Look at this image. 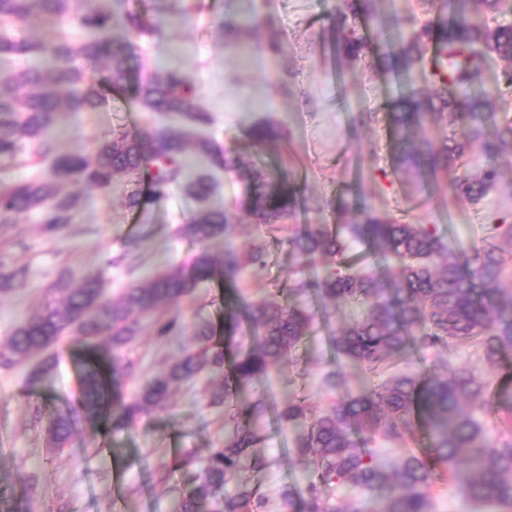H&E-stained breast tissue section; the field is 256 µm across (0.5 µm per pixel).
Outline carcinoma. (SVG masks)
Listing matches in <instances>:
<instances>
[{"label": "carcinoma", "mask_w": 512, "mask_h": 512, "mask_svg": "<svg viewBox=\"0 0 512 512\" xmlns=\"http://www.w3.org/2000/svg\"><path fill=\"white\" fill-rule=\"evenodd\" d=\"M174 7L155 21L143 19L114 6V0H0V165L11 164L27 150L50 167L30 181H0V220L8 221L30 211L42 213V230L60 233L71 223L78 198L60 193L63 182L81 183L92 190L112 185L116 174H134L147 182L131 190L126 205L145 210L181 181L183 157L190 129L209 121L196 100V87L187 70L156 68L143 77L131 78L126 61L138 56L136 39L160 37L166 25L186 20L192 7L187 0H172ZM441 17L404 33L402 23L391 16L397 34L380 44L361 35L349 18L384 25L378 0H342L332 17L336 54L349 59L370 57L394 75L410 76L429 59L434 92L421 98V88L409 84L392 113L399 132L418 131L401 152L397 164L431 185H439L440 171L462 158L482 138V126L494 115L491 91L474 93L484 85V64L497 55L512 60V25L488 29L475 22L487 12L512 14V0H438ZM269 17L257 13L239 20L224 13V26L252 28ZM71 22L85 31L75 40L65 31ZM112 57L107 74L98 78L76 65L83 59ZM133 86L135 98L151 112H176L185 121L179 127L124 131L99 142L89 153H58L54 133L67 112H93L114 90ZM453 112L473 127L472 141L436 142L428 130ZM486 153L512 151V121L497 129L493 144L483 143ZM197 151L212 164L237 173L248 185L241 207L256 223L271 229L297 216L304 199L291 172L249 185L260 174L240 170L236 160L207 138H195ZM500 180L499 167L488 161L476 178L458 183L455 196L480 199ZM200 203L212 193L211 177L197 175L188 183ZM338 210L351 208L357 218L334 231L323 224L298 225L288 246L301 264L314 272L291 288L297 297L313 294L320 301L341 299L366 305L364 316L331 337L336 369L323 384L330 390L343 385L341 367L350 362L369 374L367 387L358 395L338 400L319 413L311 412L294 398L277 410L280 423L296 432L295 455L313 464L318 479L306 488L305 512H361L365 497L383 501L381 512H432V488L444 477L455 490L477 506L495 512H512V431L491 438L480 418L482 412L506 411L512 426V391H490V382L474 370L456 366L445 353L454 344H470L485 363L497 364L501 353L512 350V281L503 277L504 250L496 238L512 244V225L498 224L474 258H461L448 248L443 236L429 224H399L365 204L356 207L340 198ZM230 218L222 210L204 209L180 228L181 234L201 247L193 258L166 266L141 282H133L115 299L103 295L102 280L89 275L81 286L62 290V296L19 324L0 346V365L24 364L44 356L29 372L37 382L53 366L48 351L64 336L76 333L97 348L107 341L105 356L110 372L103 378L94 369L84 375L78 406L88 420L112 427L131 428L138 418L168 402L172 388L203 372L216 380L209 392L210 404L224 407V417L234 422L224 443L202 460L188 455L179 465L200 464V480L180 492L175 512H262L264 500L250 478V471L267 465L256 448L261 437L251 420L263 416L268 405L259 396L250 403L248 420L241 422L231 408L236 395L255 393L269 370L284 362L299 366L300 347L310 337L317 313L297 302L284 307L276 301H243L224 316V342L216 340L217 326L203 323L195 332L196 344L183 349L179 358L153 376L130 400L112 399V386L132 375L135 363L125 348L139 334L141 320L162 306L178 305L200 284L232 281L247 267L266 265L265 255L255 250L227 251L217 260L205 247L229 230ZM360 243L374 258L370 271H356L344 258L342 237ZM26 268L0 271V290L24 280ZM257 332L254 343L238 352L230 371H224V346L243 328ZM157 336H180V316L153 321ZM432 352L440 371L423 368L404 372L398 366L414 352ZM423 415L434 434L433 452L410 448L396 458L374 447L379 441L400 440L412 434L415 420ZM71 432L66 413L48 427L49 443L63 447ZM337 485L348 491L339 509L328 506L323 488ZM232 486L224 510H213L219 490Z\"/></svg>", "instance_id": "obj_1"}]
</instances>
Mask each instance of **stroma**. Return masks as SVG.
<instances>
[{
  "label": "stroma",
  "mask_w": 512,
  "mask_h": 512,
  "mask_svg": "<svg viewBox=\"0 0 512 512\" xmlns=\"http://www.w3.org/2000/svg\"><path fill=\"white\" fill-rule=\"evenodd\" d=\"M335 4L236 0L237 12L260 10L274 16L273 27L254 32L221 28L224 0H196L188 21L170 24L162 38L141 40L142 55L150 64L189 71L199 101L211 115L210 124L199 129L201 136L245 166L295 173L310 207L299 223L335 224L331 206L357 178L377 213L405 224L437 226L451 250L472 256L490 235L491 224L512 222V153L496 156L503 177L476 202L456 198L454 185L475 176L486 163L481 145H473L463 161L441 175L438 194L423 191L413 172L398 170L390 113L400 86L370 60L341 59L333 52L329 25ZM272 39L285 48L277 60L262 49ZM260 122L273 125L278 138L252 144L248 131ZM180 123L177 114L146 111L133 92H115L99 111L66 113L55 140L59 152H88L119 130L132 133ZM186 166V178L199 173L212 177L214 190L207 203H199L178 183L154 207L130 209L126 196L132 179L121 174L106 191L63 186V193L79 196L80 205L61 236H45L36 212L0 222V262L28 268L21 285L0 293V344L20 322L57 298L58 287H77L97 273L105 298L111 299L129 283L187 260L198 245L179 228L205 206L232 217L228 233L209 242L211 253L254 247L266 252L268 264L242 272L233 288L205 283L178 309L162 308V316L180 315L182 336H156L151 321L143 320L142 332L130 346L137 374L116 387V395L134 397L191 345L198 325L222 323L225 312L240 300L273 295L289 302V290L302 271L289 250L287 231L258 225L240 209L243 185L234 172L193 151ZM361 312V306L348 303H332L320 311L303 346L299 371L285 364L273 367L260 385L272 406L294 397L319 409L363 388L362 376L350 366L344 369L340 394L322 385L332 356L330 336ZM54 351L52 369L34 385L28 381L30 364L0 365V512H173L180 490L200 476L196 465L173 469L174 459L189 452L206 457L231 429L223 409L209 405L204 379L180 384L165 408L143 414L128 430L96 429L85 416H75L68 442L54 449L47 445L46 426L76 399L83 368L92 358L73 335L60 340ZM451 356L458 365L489 376L492 388L512 386V352L494 368L469 346L452 347ZM260 434L258 452L268 465L253 472L252 481L267 502L266 512H300L301 499L286 500L281 490L305 487L315 477L314 468L297 462L291 427L269 418Z\"/></svg>",
  "instance_id": "1"
}]
</instances>
